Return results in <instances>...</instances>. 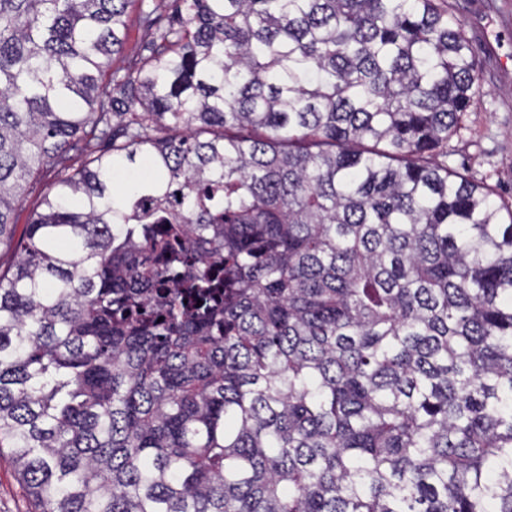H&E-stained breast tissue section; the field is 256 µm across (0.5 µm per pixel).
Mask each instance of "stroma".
<instances>
[{
    "label": "stroma",
    "mask_w": 512,
    "mask_h": 512,
    "mask_svg": "<svg viewBox=\"0 0 512 512\" xmlns=\"http://www.w3.org/2000/svg\"><path fill=\"white\" fill-rule=\"evenodd\" d=\"M475 50L480 93L448 143L447 163L472 182L512 200V0H448ZM34 505L8 455H0V512Z\"/></svg>",
    "instance_id": "35a3bbf8"
}]
</instances>
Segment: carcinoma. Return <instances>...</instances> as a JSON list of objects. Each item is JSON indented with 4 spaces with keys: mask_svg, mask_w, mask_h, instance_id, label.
I'll return each mask as SVG.
<instances>
[{
    "mask_svg": "<svg viewBox=\"0 0 512 512\" xmlns=\"http://www.w3.org/2000/svg\"><path fill=\"white\" fill-rule=\"evenodd\" d=\"M160 4L0 0V452L35 512H512V204L440 161L464 23ZM149 39V31L141 22L138 14L132 12L127 19L123 51L120 55L116 56L112 68L126 67L131 60L135 59L142 52ZM51 177H47L43 182L37 184L36 187L26 194L23 201L16 208L13 214V220L16 225L15 238L18 240L23 236L25 224H28L31 214L39 206L41 198L45 192L49 190Z\"/></svg>",
    "mask_w": 512,
    "mask_h": 512,
    "instance_id": "obj_1",
    "label": "carcinoma"
}]
</instances>
